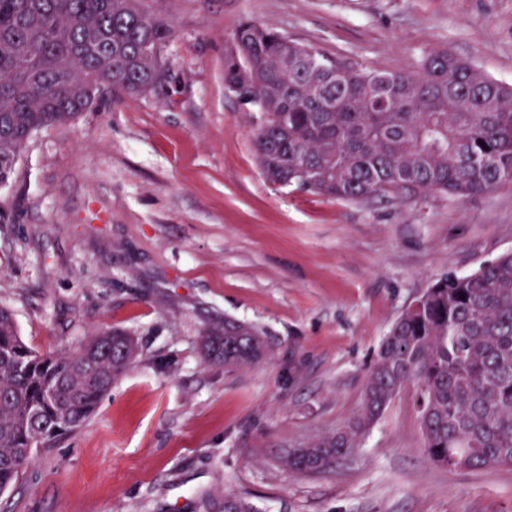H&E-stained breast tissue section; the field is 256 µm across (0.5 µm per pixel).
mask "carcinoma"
I'll return each instance as SVG.
<instances>
[{
	"instance_id": "1",
	"label": "carcinoma",
	"mask_w": 512,
	"mask_h": 512,
	"mask_svg": "<svg viewBox=\"0 0 512 512\" xmlns=\"http://www.w3.org/2000/svg\"><path fill=\"white\" fill-rule=\"evenodd\" d=\"M171 36L145 0H0V185L40 128L71 122L108 94L164 83L159 52ZM231 46L241 56H227L224 82L262 112L253 149L274 184L358 202L512 186V87L446 50L425 52L408 74L365 71L252 22L236 28ZM265 350L256 329L231 321L202 342L204 356L227 368ZM135 355L114 328L75 353L35 352L0 307V493L35 450L89 420ZM409 381L433 461L512 466V250L419 296L381 340L359 415L291 450L288 468L330 470Z\"/></svg>"
}]
</instances>
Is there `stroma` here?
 <instances>
[{"instance_id":"stroma-1","label":"stroma","mask_w":512,"mask_h":512,"mask_svg":"<svg viewBox=\"0 0 512 512\" xmlns=\"http://www.w3.org/2000/svg\"><path fill=\"white\" fill-rule=\"evenodd\" d=\"M173 35L162 88L32 134L0 186V306L31 349L119 328L137 357L86 425L39 449L0 512H512V467L451 471L406 383L321 474L285 459L361 410L391 324L435 280L512 249V187L460 200H331L268 182L261 115L224 83L244 21L373 72L444 49L512 85V0H149ZM267 354L206 360L205 332ZM265 350L264 340L256 329L231 321H224V328L209 329L202 342L204 356L210 361L224 362L227 368L257 362Z\"/></svg>"}]
</instances>
